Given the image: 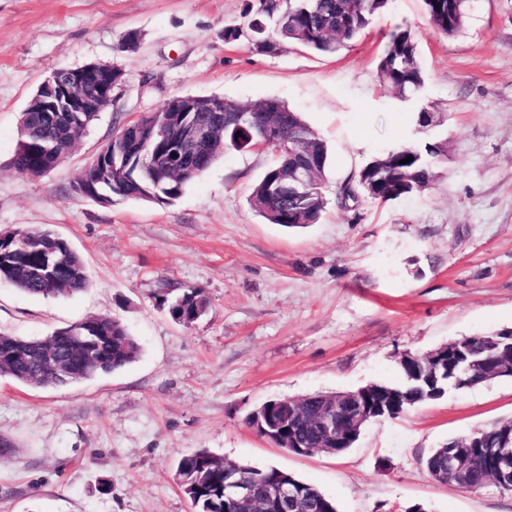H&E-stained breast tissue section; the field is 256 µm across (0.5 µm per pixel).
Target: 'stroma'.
Listing matches in <instances>:
<instances>
[{"label": "stroma", "instance_id": "35a3bbf8", "mask_svg": "<svg viewBox=\"0 0 512 512\" xmlns=\"http://www.w3.org/2000/svg\"><path fill=\"white\" fill-rule=\"evenodd\" d=\"M259 0H0V233L47 229L83 259L86 291L57 298L0 281V332L41 338L93 315L142 346L121 370L67 386L0 376V512H191L179 459L206 448L273 465L338 512H512V496L433 481L421 459L448 437L512 419V378L449 392L374 421L340 456H298L249 428L272 398L396 384L399 361L448 341L512 328V0H474L462 30L430 34L421 0H389L347 47L283 42L257 51ZM420 36L426 84L402 103L377 78L387 33ZM241 28L234 41L224 30ZM137 50H123L129 33ZM102 63L124 83L66 159L42 176L9 169L20 114L56 69ZM177 96L285 103L328 145L330 181L411 137L414 112L443 115L448 159L432 188L401 201L328 200L315 224H270L249 205L271 150L229 151L169 206H105L71 190L129 116ZM208 301L175 323V288Z\"/></svg>", "mask_w": 512, "mask_h": 512}]
</instances>
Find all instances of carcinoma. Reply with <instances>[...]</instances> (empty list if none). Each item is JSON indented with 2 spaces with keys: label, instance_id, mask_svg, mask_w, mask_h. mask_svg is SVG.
Masks as SVG:
<instances>
[{
  "label": "carcinoma",
  "instance_id": "carcinoma-1",
  "mask_svg": "<svg viewBox=\"0 0 512 512\" xmlns=\"http://www.w3.org/2000/svg\"><path fill=\"white\" fill-rule=\"evenodd\" d=\"M388 0H288L281 8L280 0H261L262 8L250 21L249 30L254 44L271 53L276 42L268 37L266 20L276 19L275 29L281 39L306 47L322 54H335L348 42L357 38L370 24L372 17L386 7ZM424 15L431 31L436 35L452 37L458 34L469 8L468 0H422ZM380 85L394 97L407 101L419 95L424 88L425 77L421 64L420 46L415 31L407 25L396 26L388 35L377 65ZM224 109L253 113L255 133L261 127H288L292 141L283 144L273 141L271 149L290 147L288 163L277 158L266 168L252 189L249 198L251 209L271 224L288 228H304L316 223L327 204L329 181L328 148L326 142L297 112L274 100H266L250 106L232 101L224 102ZM80 120H71L69 112H41L37 105L21 113L17 146L11 161L13 173L21 179L42 175L57 166L68 154L79 135L97 118L94 112L79 113ZM152 120L166 123L170 129L163 140H153L148 151L155 158L143 163L141 148L134 143L112 146L105 144V160L112 161V149L123 151L121 168L124 173L113 174L108 180H99L85 173L73 185V191L93 200L111 204L114 200L147 201L157 205H170L182 194L184 188L197 175L185 171L177 173L168 164V156L178 150L175 130L183 125L205 123L215 130V141L209 152L224 153L226 150L247 152L252 144L248 132L237 127H226L216 122L213 112H156ZM433 128L423 113L415 119L418 138L412 142L395 145L375 154L362 168L352 173L336 186V204L347 208L362 198L382 204L403 199L432 185L437 179V166L447 158L444 143L434 140ZM307 160L315 169L316 184L309 193L286 200L274 199L269 185L286 176L295 157ZM413 160L403 164L407 157ZM54 234L39 228L20 227L0 234V280L13 282L22 291L43 297L73 295L87 289L89 278L83 259L72 249H58L48 254ZM208 302L202 289L187 288L168 304L170 316L186 325L198 320L207 310ZM98 335L107 337L100 348L97 367L90 368L78 361L69 351L68 344L74 334L84 329V321L59 328L53 332L61 354L67 358L70 368L65 372L46 371L32 360L24 359L14 365L0 366V372L21 383L35 380L43 385L63 386L89 379L100 373H109L134 362L141 353V344L127 327L109 315L91 317ZM501 336L496 330L456 340L448 347L446 373L432 374L433 361L428 354H413L400 367L402 381L395 385H380V396L368 400V418L396 419L412 408L443 398L448 391H462L492 378V369L474 368L457 380V370L463 364L462 349L479 350L487 346L493 337ZM329 402V394L312 393L303 396L298 406L301 419L288 421V400L273 399L263 403L262 410L270 411L274 421L294 426V440L305 449V454L324 452L339 456L347 452L358 440L348 430V419L353 409L346 408L337 415L340 431L331 435L314 423ZM512 432V421L494 423L478 428L467 437L483 439L493 444L504 433ZM447 443L431 449L421 459L428 475L442 483L457 484L453 477L442 474V460L448 457ZM229 463L206 449L184 455L176 468V479L191 504L192 512H224V472ZM235 477L255 485L256 507L260 512H281L276 505L262 499V487L279 479L282 470L276 466L255 467L238 465ZM495 475L494 464L481 457L473 459L465 477L466 491L484 489ZM310 497L292 505L288 512H337L333 499L313 485H308Z\"/></svg>",
  "mask_w": 512,
  "mask_h": 512
}]
</instances>
